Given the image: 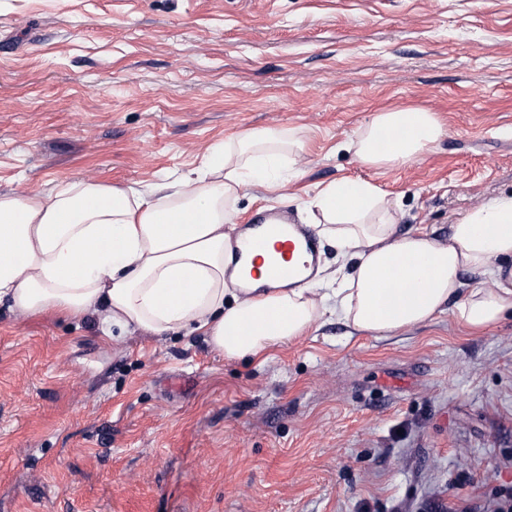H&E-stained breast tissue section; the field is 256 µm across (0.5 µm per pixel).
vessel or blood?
Wrapping results in <instances>:
<instances>
[{"label": "vessel or blood", "instance_id": "vessel-or-blood-1", "mask_svg": "<svg viewBox=\"0 0 512 512\" xmlns=\"http://www.w3.org/2000/svg\"><path fill=\"white\" fill-rule=\"evenodd\" d=\"M232 255L246 266L250 278L269 273L295 285L313 275L319 250L313 230L289 218L286 210L276 208L239 225Z\"/></svg>", "mask_w": 512, "mask_h": 512}]
</instances>
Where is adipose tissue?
<instances>
[{"label":"adipose tissue","mask_w":512,"mask_h":512,"mask_svg":"<svg viewBox=\"0 0 512 512\" xmlns=\"http://www.w3.org/2000/svg\"><path fill=\"white\" fill-rule=\"evenodd\" d=\"M443 134L436 113L392 109L372 115L349 145L366 165L399 167ZM300 148L296 134L255 131L147 194L67 181L46 194L0 195V303L31 315H90L107 334L197 335L228 359L290 342L328 314L385 334L431 321L454 298L453 316L471 332L512 311V278H500L512 259V195L466 213L441 240L398 234L399 202L364 180L320 187L299 215L334 242L341 263L332 275L293 288L230 287L226 227L241 193L281 190ZM467 270L498 276L496 288H465Z\"/></svg>","instance_id":"ef3b65f1"}]
</instances>
